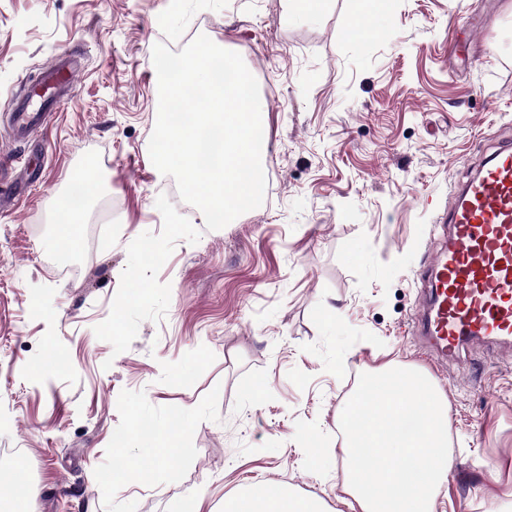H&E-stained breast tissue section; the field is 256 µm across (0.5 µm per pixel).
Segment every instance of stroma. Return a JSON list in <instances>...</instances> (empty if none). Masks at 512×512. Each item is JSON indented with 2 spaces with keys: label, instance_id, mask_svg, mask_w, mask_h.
<instances>
[{
  "label": "stroma",
  "instance_id": "35a3bbf8",
  "mask_svg": "<svg viewBox=\"0 0 512 512\" xmlns=\"http://www.w3.org/2000/svg\"><path fill=\"white\" fill-rule=\"evenodd\" d=\"M259 84L271 189L211 231L149 155L156 43L198 35ZM72 57L36 142L11 98ZM512 143V0H0V158L30 183L0 211V474L20 512H224L259 482L351 512L343 408L386 364L445 394L453 468L434 512H512V356L439 368L415 338L416 274L454 185ZM72 270L56 209L85 172ZM172 431L151 459L133 420ZM125 450L131 473L112 479Z\"/></svg>",
  "mask_w": 512,
  "mask_h": 512
}]
</instances>
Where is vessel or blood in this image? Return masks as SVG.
<instances>
[{"instance_id":"1","label":"vessel or blood","mask_w":512,"mask_h":512,"mask_svg":"<svg viewBox=\"0 0 512 512\" xmlns=\"http://www.w3.org/2000/svg\"><path fill=\"white\" fill-rule=\"evenodd\" d=\"M64 63L12 102L21 137L42 130L66 97ZM439 242L417 274L423 288L419 336L438 362H464L480 343L512 351V143L496 147L457 192Z\"/></svg>"}]
</instances>
